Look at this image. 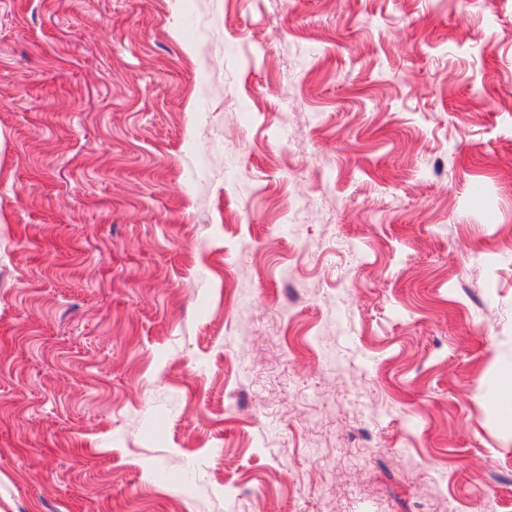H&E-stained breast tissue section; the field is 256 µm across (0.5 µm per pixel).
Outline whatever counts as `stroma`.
Here are the masks:
<instances>
[{"mask_svg":"<svg viewBox=\"0 0 512 512\" xmlns=\"http://www.w3.org/2000/svg\"><path fill=\"white\" fill-rule=\"evenodd\" d=\"M0 512H512V0H0Z\"/></svg>","mask_w":512,"mask_h":512,"instance_id":"1","label":"stroma"}]
</instances>
